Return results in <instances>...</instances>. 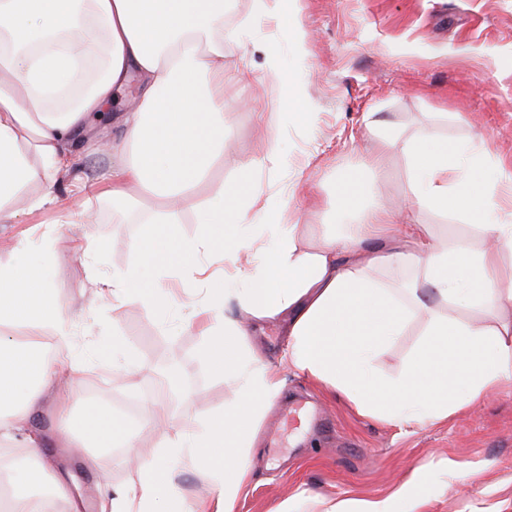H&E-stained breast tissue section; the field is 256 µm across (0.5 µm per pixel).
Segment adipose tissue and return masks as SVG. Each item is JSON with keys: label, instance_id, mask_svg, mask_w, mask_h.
Instances as JSON below:
<instances>
[{"label": "adipose tissue", "instance_id": "ef3b65f1", "mask_svg": "<svg viewBox=\"0 0 512 512\" xmlns=\"http://www.w3.org/2000/svg\"><path fill=\"white\" fill-rule=\"evenodd\" d=\"M225 0H0V224L18 223L23 212L58 202V176L76 166L89 121L116 90L137 80L138 90L115 121L119 139L102 145L111 157L109 177L96 197L112 200L120 216H136L140 195L160 203L142 218L131 248L134 269L113 277L104 298L135 299L162 313L171 293L161 281H145L144 268L181 271L194 291L190 323L200 328L201 355L235 386L224 415L183 425L173 453L215 477L212 492L230 505L248 477L245 450L255 438L257 416L281 387L277 368L244 359L243 322L226 319L238 304L246 320L288 324L280 366L344 392L356 407L399 427L447 418L480 402L512 378V290L502 285L504 253H512V214L497 219L492 185L475 183L469 171L472 144L453 146L422 128L406 139L418 207L461 213L478 224L480 245L451 241L430 245L417 224L398 223L384 206L366 205L361 173L343 176L334 198L356 218L344 246L326 235L307 241L297 224L280 220L285 201L265 196L256 179L259 160L242 163L237 178L196 204L200 187L224 158ZM277 18L297 45L307 32L290 0H253L252 24ZM104 58L101 76L74 102L48 105L72 85L81 62ZM261 204L268 239L253 249L249 205ZM196 207L199 231L180 237L179 212ZM0 262V322L52 325L67 335L71 311L47 282L26 248L11 244ZM244 270L245 283L206 275L202 258ZM415 266L417 275L393 284L381 268ZM475 312L470 321L431 315L433 305ZM430 313L426 338L399 377L382 378L379 351L402 336L418 315ZM72 357H45L36 341L0 337V447L22 448L27 465L0 469L12 488L9 512H42L46 498L68 497L70 486L42 453L45 438L31 425L51 375L74 371ZM59 413L58 438L84 451L87 466L112 464V440L131 432L119 417ZM131 489L103 495L99 512H204L177 490L166 457L140 467Z\"/></svg>", "mask_w": 512, "mask_h": 512}]
</instances>
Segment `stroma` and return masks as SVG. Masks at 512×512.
<instances>
[{
  "mask_svg": "<svg viewBox=\"0 0 512 512\" xmlns=\"http://www.w3.org/2000/svg\"><path fill=\"white\" fill-rule=\"evenodd\" d=\"M295 9L309 32L305 50L274 20L250 31L247 44L225 40L224 163L199 198L233 180L242 161L262 156L275 139L281 158L267 162L258 180L264 192L288 198L282 221L298 217L348 234L352 221L330 205L332 189L378 156L376 169L363 170L368 202L404 207L408 221L424 225L433 240L479 243L480 228L465 216L411 207L413 182L401 143L428 125L451 144L481 141L475 179L493 183L499 171L512 172V0H297ZM271 50L283 71L296 72L297 86L267 73ZM95 207L100 219L94 224L83 223L77 198L69 223H60L49 205L20 224H0L6 242L18 228L35 227L31 258L68 302L74 336L65 347L52 328L21 324L0 325V335H38L47 358L77 357L79 367L69 376L75 412L97 407L116 415L131 400L141 406L132 443L114 441L112 466L100 473L58 443L54 397H44L33 423L45 432V456L71 476L73 492L84 499L82 512H97L103 492L138 485L141 473L126 457L151 461L165 452L172 433L151 424L152 407L168 409L180 425L222 414L232 399L231 383L200 355L202 338L186 319L180 283L171 285L174 306L165 315L136 302L116 309L97 297L90 269L108 280L131 269L135 256L109 247L90 261L71 242L87 235L130 240L140 227L113 221L111 200ZM427 327L426 318L414 319L379 352L383 377L405 371ZM286 340L284 325L253 324L243 351L278 365ZM280 377L281 394L258 422L249 476L233 512H275L287 498L299 512L358 499L391 500L395 512H409L415 501L419 512H512V381L446 420L398 427L359 412L343 393L309 376L281 367ZM295 399L321 407L333 433L319 440L308 423L286 420ZM269 431L279 442L274 459L265 444ZM405 486L407 498L400 494Z\"/></svg>",
  "mask_w": 512,
  "mask_h": 512,
  "instance_id": "stroma-1",
  "label": "stroma"
}]
</instances>
